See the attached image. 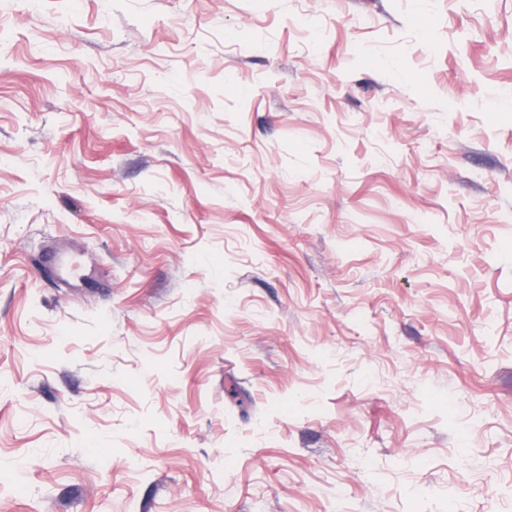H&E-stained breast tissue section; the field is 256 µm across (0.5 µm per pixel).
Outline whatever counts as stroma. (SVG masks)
<instances>
[{"label":"stroma","mask_w":512,"mask_h":512,"mask_svg":"<svg viewBox=\"0 0 512 512\" xmlns=\"http://www.w3.org/2000/svg\"><path fill=\"white\" fill-rule=\"evenodd\" d=\"M509 97L512 0H0V512H512Z\"/></svg>","instance_id":"35a3bbf8"}]
</instances>
